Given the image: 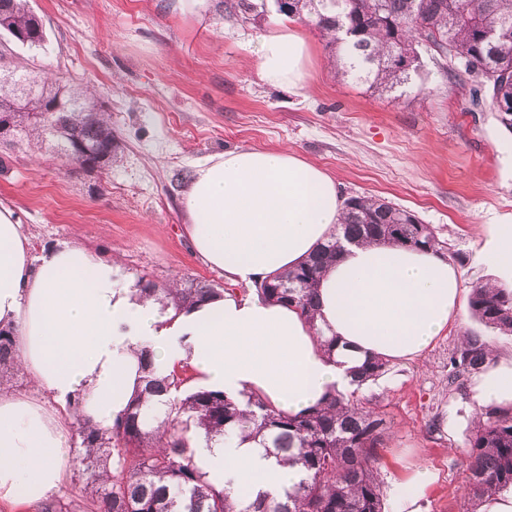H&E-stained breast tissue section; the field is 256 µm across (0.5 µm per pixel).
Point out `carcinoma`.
<instances>
[{
  "mask_svg": "<svg viewBox=\"0 0 512 512\" xmlns=\"http://www.w3.org/2000/svg\"><path fill=\"white\" fill-rule=\"evenodd\" d=\"M277 10L326 34L339 62L336 75L369 91L409 83L423 67L421 50L426 49L446 59L450 84L469 82L475 93L488 85L493 92L488 105L498 100L512 105V83L497 77L512 70V0H285ZM488 24L497 26L493 38L484 35ZM0 30L30 48L44 42L41 20L28 0H0ZM12 73L11 80L0 79V114L12 118L15 144L37 143L62 157L77 150L102 169L112 166L118 142L93 91L53 86L18 67ZM341 230L342 236L317 247L288 274L264 280L258 293L295 306L312 322L320 275L342 242L441 245L434 228L412 211L372 196L345 200ZM136 286L163 296L176 310L224 296L223 289L202 281L159 288L139 279ZM468 307L486 328L512 335L511 288L474 285ZM491 356L484 337L464 336L449 358V380L485 369ZM144 358L147 397L135 399L107 434L78 421L91 496L51 500L41 512H384L376 463L387 423L369 401L353 393L333 395L292 416L250 396L241 408L222 391L190 390L185 369L155 376L149 354ZM14 366L13 333L0 328V387L4 369ZM387 366L381 357L365 361L362 381L378 379ZM193 430L208 441L230 434L257 439L267 454L298 465L301 478L281 495L260 493L251 502L236 501L205 479L190 443ZM466 457L467 494L481 501L512 487V408L491 407L478 418Z\"/></svg>",
  "mask_w": 512,
  "mask_h": 512,
  "instance_id": "carcinoma-1",
  "label": "carcinoma"
}]
</instances>
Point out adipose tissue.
<instances>
[{
    "label": "adipose tissue",
    "mask_w": 512,
    "mask_h": 512,
    "mask_svg": "<svg viewBox=\"0 0 512 512\" xmlns=\"http://www.w3.org/2000/svg\"><path fill=\"white\" fill-rule=\"evenodd\" d=\"M310 47L284 25L257 51L264 82L302 88ZM183 205L195 254L232 283L252 286L303 261L338 231L335 180L280 149L242 148L198 166ZM484 259L512 277V224L482 229ZM464 285L438 250L348 244L321 274L315 325L299 310L225 294L181 311L136 291L121 262L74 242L30 259L10 210L0 208V326L14 332L19 365L53 405L0 390V500L41 502L72 467L68 425L107 431L144 387L142 350L160 371L189 367L195 382L232 399L253 394L296 415L356 387L366 359H410L457 318ZM336 340L321 350L319 336ZM479 404L512 407V356L473 381ZM208 481L247 501L298 480L251 440L198 439Z\"/></svg>",
    "instance_id": "1"
}]
</instances>
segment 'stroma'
<instances>
[{
  "mask_svg": "<svg viewBox=\"0 0 512 512\" xmlns=\"http://www.w3.org/2000/svg\"><path fill=\"white\" fill-rule=\"evenodd\" d=\"M45 33L35 50L0 34V57L33 74L96 89L121 144L103 173L36 147L13 149L0 172V207L21 226L31 258L72 241L119 258L158 286L203 281L234 288L195 255L182 197L198 164L246 147L288 148L322 166L342 197L374 196L435 228L465 286L496 281L480 254L481 228L512 224V129L472 106L433 59L421 78L389 92L341 81L314 26L286 19L274 0L226 17L222 0H29ZM289 22L311 50L304 88L263 82L256 50ZM512 355V336L461 308L423 354L390 361L358 395L383 412L389 437L377 463L385 512L414 467L435 475L421 512H476L463 493L466 443L480 406L470 378L449 384L448 358L464 334Z\"/></svg>",
  "mask_w": 512,
  "mask_h": 512,
  "instance_id": "35a3bbf8",
  "label": "stroma"
}]
</instances>
